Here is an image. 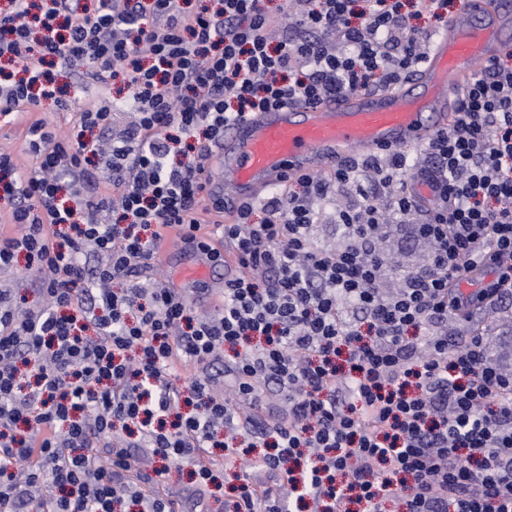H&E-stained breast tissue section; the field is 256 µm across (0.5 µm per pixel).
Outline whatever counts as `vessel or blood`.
<instances>
[{
    "mask_svg": "<svg viewBox=\"0 0 512 512\" xmlns=\"http://www.w3.org/2000/svg\"><path fill=\"white\" fill-rule=\"evenodd\" d=\"M510 27L512 12L471 0L470 11L452 18L434 39L418 81L382 93H348L316 108L291 104L226 127L211 176L224 197L225 220L233 219L241 199L261 196L284 175L325 169L351 154L406 147L448 127L471 65L493 59ZM179 251L194 276L207 282L213 301L239 270L229 254L219 267L207 250L183 245Z\"/></svg>",
    "mask_w": 512,
    "mask_h": 512,
    "instance_id": "obj_1",
    "label": "vessel or blood"
}]
</instances>
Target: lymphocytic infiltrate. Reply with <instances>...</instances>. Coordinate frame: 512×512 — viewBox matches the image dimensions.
I'll return each instance as SVG.
<instances>
[{"mask_svg": "<svg viewBox=\"0 0 512 512\" xmlns=\"http://www.w3.org/2000/svg\"><path fill=\"white\" fill-rule=\"evenodd\" d=\"M190 2L0 8L13 65L0 67V115L26 116L37 160L28 172L0 151L13 228L0 269L25 254L45 300L24 309L0 289V512H115L127 499L184 512L160 489L174 464L231 512H383L397 499L407 512H512V375L472 324L512 312V52L469 80L423 158L350 156L242 201L218 227L240 271L220 309L199 315L150 270L165 227L199 230L203 202L223 213V198L201 194L225 127L406 79L426 58L414 19L452 0H285L275 13L262 0ZM73 72L102 100L63 136L33 113L65 106L55 77ZM117 79L136 114L118 135ZM332 194L347 202L325 248L314 203ZM390 238L424 242L420 265L387 263ZM475 269L490 281L463 291ZM452 322L470 328L454 344ZM218 361L223 395L207 376L179 385L184 368ZM234 466L240 483L223 486L218 472Z\"/></svg>", "mask_w": 512, "mask_h": 512, "instance_id": "1", "label": "lymphocytic infiltrate"}]
</instances>
